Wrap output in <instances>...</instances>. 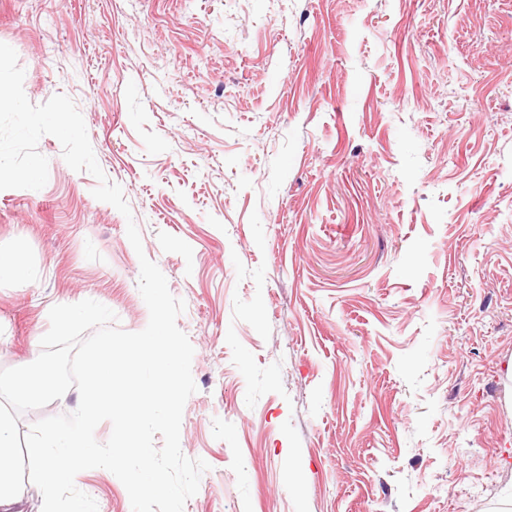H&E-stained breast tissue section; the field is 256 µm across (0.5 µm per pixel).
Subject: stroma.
<instances>
[{"label": "stroma", "instance_id": "35a3bbf8", "mask_svg": "<svg viewBox=\"0 0 512 512\" xmlns=\"http://www.w3.org/2000/svg\"><path fill=\"white\" fill-rule=\"evenodd\" d=\"M0 43L132 212L40 139L46 185L0 190L33 273L0 369L58 304L143 330L144 255L194 348L184 512H512V0H0Z\"/></svg>", "mask_w": 512, "mask_h": 512}]
</instances>
